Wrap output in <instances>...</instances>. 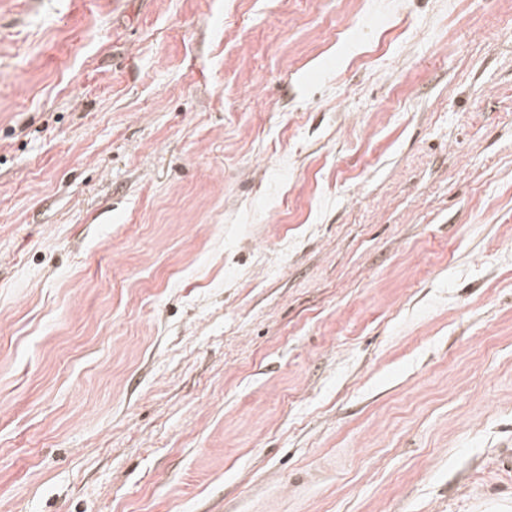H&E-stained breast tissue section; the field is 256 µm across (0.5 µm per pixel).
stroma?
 Here are the masks:
<instances>
[{
	"label": "stroma",
	"instance_id": "stroma-1",
	"mask_svg": "<svg viewBox=\"0 0 512 512\" xmlns=\"http://www.w3.org/2000/svg\"><path fill=\"white\" fill-rule=\"evenodd\" d=\"M0 0V512H512V0Z\"/></svg>",
	"mask_w": 512,
	"mask_h": 512
}]
</instances>
